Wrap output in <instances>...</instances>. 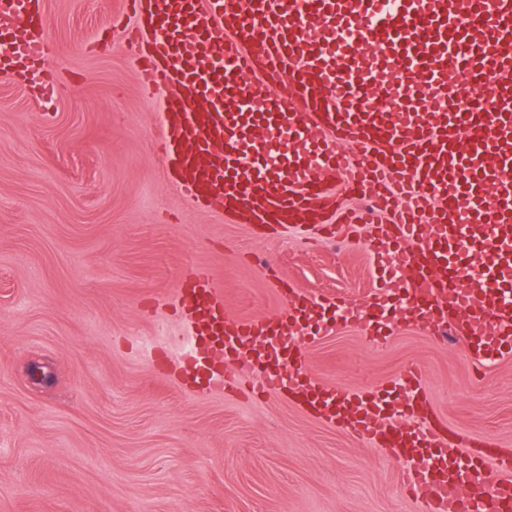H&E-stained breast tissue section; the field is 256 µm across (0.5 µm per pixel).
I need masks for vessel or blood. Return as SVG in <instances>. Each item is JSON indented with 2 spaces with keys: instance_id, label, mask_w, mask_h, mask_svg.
I'll list each match as a JSON object with an SVG mask.
<instances>
[{
  "instance_id": "b4317fda",
  "label": "vessel or blood",
  "mask_w": 512,
  "mask_h": 512,
  "mask_svg": "<svg viewBox=\"0 0 512 512\" xmlns=\"http://www.w3.org/2000/svg\"><path fill=\"white\" fill-rule=\"evenodd\" d=\"M40 0H0V77L27 79L47 51ZM137 23L128 47L146 91L165 89L162 164L186 197L236 224H328L336 239L372 227L380 280L367 308L343 318L368 342L401 323L435 334L449 326L488 365L512 353V0H127ZM488 79L462 112L452 72ZM411 94L404 111L382 96L383 75ZM261 111L238 105L246 88ZM294 131L279 165L266 157L278 129ZM369 199L343 210L339 194ZM468 223H459L460 214ZM277 317L224 310L211 273L192 269L176 288L192 348L184 380L256 386L369 447L413 449L404 483L427 512H482L465 499L484 476L498 512H512V458L450 431L429 407L423 372L400 384L351 391L322 383L305 362L327 302L281 283ZM402 312L380 317L389 297ZM252 363L254 378L238 364Z\"/></svg>"
}]
</instances>
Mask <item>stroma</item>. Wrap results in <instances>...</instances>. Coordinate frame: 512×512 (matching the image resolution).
<instances>
[{
  "mask_svg": "<svg viewBox=\"0 0 512 512\" xmlns=\"http://www.w3.org/2000/svg\"><path fill=\"white\" fill-rule=\"evenodd\" d=\"M57 86L40 105L0 79V512H425L399 456L276 395L194 393L174 289L210 271L234 316L274 315L281 282L361 303L366 237L259 230L194 204L165 176L162 93L142 87L124 0H43ZM354 390L420 366L454 431L512 454V355L405 324L377 344L335 325L307 350Z\"/></svg>",
  "mask_w": 512,
  "mask_h": 512,
  "instance_id": "obj_1",
  "label": "stroma"
}]
</instances>
